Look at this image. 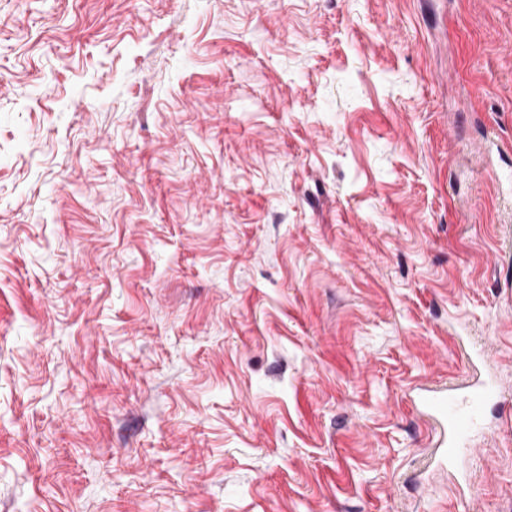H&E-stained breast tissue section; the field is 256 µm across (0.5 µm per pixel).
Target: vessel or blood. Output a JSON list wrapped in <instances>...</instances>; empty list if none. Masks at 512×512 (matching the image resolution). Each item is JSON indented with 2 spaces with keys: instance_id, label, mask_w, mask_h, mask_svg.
I'll use <instances>...</instances> for the list:
<instances>
[{
  "instance_id": "b4317fda",
  "label": "vessel or blood",
  "mask_w": 512,
  "mask_h": 512,
  "mask_svg": "<svg viewBox=\"0 0 512 512\" xmlns=\"http://www.w3.org/2000/svg\"><path fill=\"white\" fill-rule=\"evenodd\" d=\"M506 393L505 385L487 377L476 380L462 391L454 387L429 386L413 397V405L437 436L433 455L440 465L455 464L461 449L479 431L486 404L504 398Z\"/></svg>"
}]
</instances>
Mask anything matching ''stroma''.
Listing matches in <instances>:
<instances>
[{
  "label": "stroma",
  "instance_id": "35a3bbf8",
  "mask_svg": "<svg viewBox=\"0 0 512 512\" xmlns=\"http://www.w3.org/2000/svg\"><path fill=\"white\" fill-rule=\"evenodd\" d=\"M512 382V0H0V512H512L410 405Z\"/></svg>",
  "mask_w": 512,
  "mask_h": 512
}]
</instances>
